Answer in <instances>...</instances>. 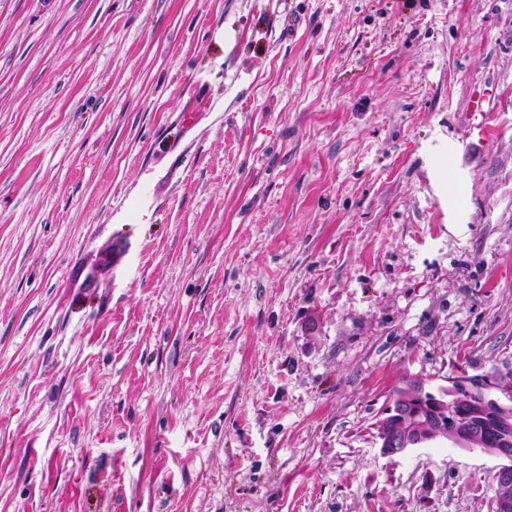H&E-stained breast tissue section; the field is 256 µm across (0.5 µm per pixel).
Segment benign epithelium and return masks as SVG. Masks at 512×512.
Returning <instances> with one entry per match:
<instances>
[{
    "instance_id": "1",
    "label": "benign epithelium",
    "mask_w": 512,
    "mask_h": 512,
    "mask_svg": "<svg viewBox=\"0 0 512 512\" xmlns=\"http://www.w3.org/2000/svg\"><path fill=\"white\" fill-rule=\"evenodd\" d=\"M374 428L388 457L446 440L496 458L498 512H512V497L502 495L512 490V369L450 377L448 387L437 391L406 383Z\"/></svg>"
}]
</instances>
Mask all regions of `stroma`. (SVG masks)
<instances>
[{"mask_svg": "<svg viewBox=\"0 0 512 512\" xmlns=\"http://www.w3.org/2000/svg\"><path fill=\"white\" fill-rule=\"evenodd\" d=\"M494 366L512 0H0V512H493ZM374 428L388 457L446 440L496 458L497 508L512 512V497L502 495L512 490V367L450 377L448 388L437 391L405 383Z\"/></svg>", "mask_w": 512, "mask_h": 512, "instance_id": "35a3bbf8", "label": "stroma"}]
</instances>
